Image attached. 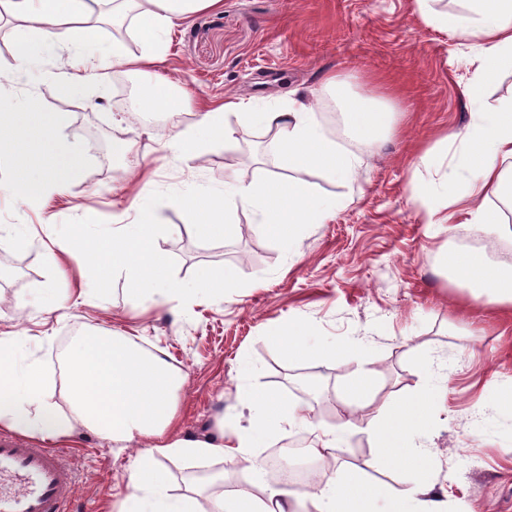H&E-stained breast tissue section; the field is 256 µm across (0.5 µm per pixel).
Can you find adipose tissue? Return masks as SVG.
Masks as SVG:
<instances>
[{
    "label": "adipose tissue",
    "mask_w": 512,
    "mask_h": 512,
    "mask_svg": "<svg viewBox=\"0 0 512 512\" xmlns=\"http://www.w3.org/2000/svg\"><path fill=\"white\" fill-rule=\"evenodd\" d=\"M99 2L5 0L10 16L37 34L36 50L46 55L62 49L81 54L97 45ZM458 2L459 11L445 13L435 10L430 0H416L428 25L477 40L478 65L462 90L475 103L501 67L512 66V0ZM221 6L222 0H139L137 32L158 50L165 30L176 21ZM236 107L243 119L275 130L277 150L288 170H318L341 182L351 180L357 158L321 132L310 107L293 99L267 112L247 110L241 101ZM394 112L384 94L349 100L346 125L352 136L369 144L390 129ZM66 123L65 113L45 111L36 99L21 104L0 93V157L12 162L13 183L29 200L80 172L79 152L57 135ZM454 139L460 151L453 169L436 167L417 195L425 222L436 235L452 222L482 234H500L504 218L498 204L512 200V178L504 168L512 160V100L475 112L472 123ZM443 262L473 299L512 308L511 264L491 262L480 252H455ZM13 345V340L0 338V427L53 443L71 440L85 428L120 448L144 447L131 470L121 512H197L194 490L178 497L167 492L168 475L155 459L170 455L249 463L252 485L230 496L216 492L210 512H448L447 501L430 479V451L417 442L428 422L431 395L414 393L379 409L369 420L359 419L374 397L369 368H360L347 382L338 425L317 433L309 455L325 460L347 434L364 431L376 449L374 464L414 476V486L404 492L350 469L338 470L334 478L307 491L263 484L261 464L250 459L252 448L283 423L313 424L306 408L286 396L239 387L237 400L249 414L248 427L228 431L219 424L212 435L183 437L175 426L183 382L161 354L143 350L126 336H81L65 358L69 407L64 410L52 401L39 365L17 366Z\"/></svg>",
    "instance_id": "adipose-tissue-1"
}]
</instances>
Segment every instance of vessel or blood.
Masks as SVG:
<instances>
[{
  "instance_id": "b4317fda",
  "label": "vessel or blood",
  "mask_w": 512,
  "mask_h": 512,
  "mask_svg": "<svg viewBox=\"0 0 512 512\" xmlns=\"http://www.w3.org/2000/svg\"><path fill=\"white\" fill-rule=\"evenodd\" d=\"M18 477L20 491L0 492V512H68L65 491L73 477L54 448L23 444L0 435V475Z\"/></svg>"
}]
</instances>
